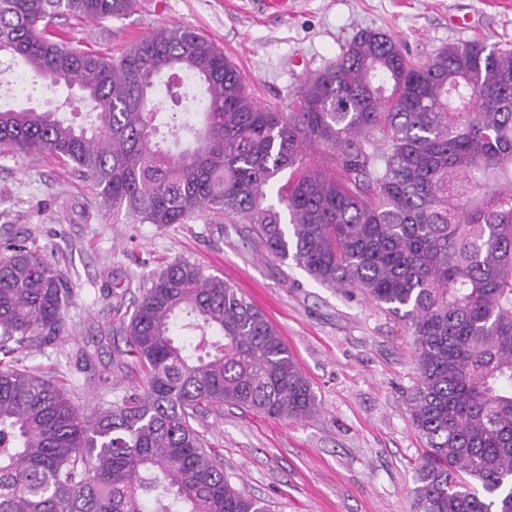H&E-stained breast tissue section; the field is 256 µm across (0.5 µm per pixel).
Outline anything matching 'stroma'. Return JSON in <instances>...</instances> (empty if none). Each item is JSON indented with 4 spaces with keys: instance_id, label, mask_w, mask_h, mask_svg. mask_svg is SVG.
<instances>
[{
    "instance_id": "obj_1",
    "label": "stroma",
    "mask_w": 512,
    "mask_h": 512,
    "mask_svg": "<svg viewBox=\"0 0 512 512\" xmlns=\"http://www.w3.org/2000/svg\"><path fill=\"white\" fill-rule=\"evenodd\" d=\"M190 27L223 48L257 100L287 108L305 80L360 30L396 37L416 61L475 38L512 47V0H136L119 19H59L60 36L105 56L159 26ZM31 235L73 290L66 331L26 362L68 380L76 401L128 392L142 373L119 320L148 274L187 258L260 308L321 404L305 421L233 407L203 428L233 486L273 512H417L424 445L410 423L417 382L403 321L358 290L328 288L266 253L245 225L203 215L157 228L104 207L91 183L47 154L0 149V239Z\"/></svg>"
}]
</instances>
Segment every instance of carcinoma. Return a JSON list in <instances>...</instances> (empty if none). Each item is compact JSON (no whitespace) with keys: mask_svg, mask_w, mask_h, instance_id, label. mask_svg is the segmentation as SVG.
<instances>
[{"mask_svg":"<svg viewBox=\"0 0 512 512\" xmlns=\"http://www.w3.org/2000/svg\"><path fill=\"white\" fill-rule=\"evenodd\" d=\"M133 5L0 0V64L20 58L33 82L94 104L82 124L0 109V146L71 164L135 224H247L269 255L387 305L414 337L418 512H512V48L475 40L416 63L363 29L285 111L190 27L117 57L52 29ZM164 72L168 91L185 76L204 88L198 109L164 120ZM163 125L193 145L162 147ZM146 283L120 320L142 384L80 405L25 364L61 335L71 289L29 238L0 240V512H269L231 486L195 424L226 405L310 419V382L265 314L200 264L175 259Z\"/></svg>","mask_w":512,"mask_h":512,"instance_id":"obj_1","label":"carcinoma"}]
</instances>
